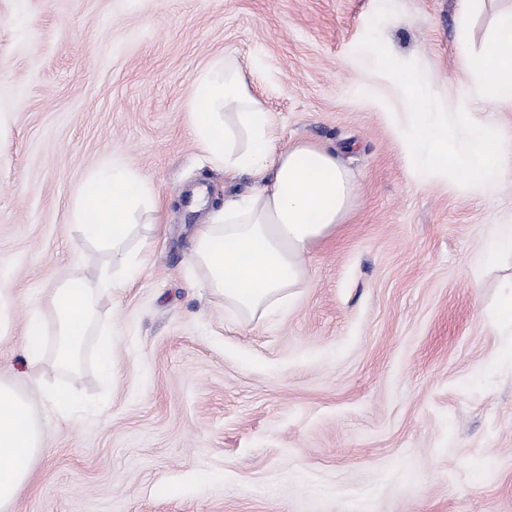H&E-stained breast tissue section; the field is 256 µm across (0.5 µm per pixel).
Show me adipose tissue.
<instances>
[{
    "mask_svg": "<svg viewBox=\"0 0 512 512\" xmlns=\"http://www.w3.org/2000/svg\"><path fill=\"white\" fill-rule=\"evenodd\" d=\"M191 125L197 141L226 173H244L255 192L226 198L194 234L191 263L200 281L241 314L253 317L287 305L308 285L305 261L330 238L354 207L358 188L334 151L297 141L280 148L273 118L252 95L246 72L215 59L195 78L191 91ZM155 196L148 183L116 162L87 181L74 219L84 238L119 247L140 214L150 212ZM144 258L125 254L120 271L93 278L63 277L26 321L27 390L0 378V512L31 477V463L44 452L43 426L70 420L73 400L46 387V364L74 369L84 339L98 333L100 374L113 380L115 349L111 333L98 329L97 302L125 288ZM53 345H46L47 333ZM41 397L33 414L31 394Z\"/></svg>",
    "mask_w": 512,
    "mask_h": 512,
    "instance_id": "1",
    "label": "adipose tissue"
}]
</instances>
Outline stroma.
<instances>
[{
  "label": "stroma",
  "instance_id": "stroma-1",
  "mask_svg": "<svg viewBox=\"0 0 512 512\" xmlns=\"http://www.w3.org/2000/svg\"><path fill=\"white\" fill-rule=\"evenodd\" d=\"M385 4L391 53L443 104L474 98L459 46L480 51L512 0H479L465 35L460 0H0V377L27 386L31 303L65 270L112 266L73 220L82 185L118 160L159 200L125 244L147 264L99 301L116 381L93 339L74 373L45 368L79 411L47 424L8 512H512V360L492 317L512 258L481 261L512 184L480 197L413 175L394 85L356 53ZM218 57L248 73L279 146L336 151L360 188L309 287L255 319L189 266L208 218L193 189L216 209L255 189L192 131V83ZM99 347H98V357L100 364V374L102 379L112 385L113 380V356L115 349V338L112 336V333L105 332L104 330H99Z\"/></svg>",
  "mask_w": 512,
  "mask_h": 512
}]
</instances>
